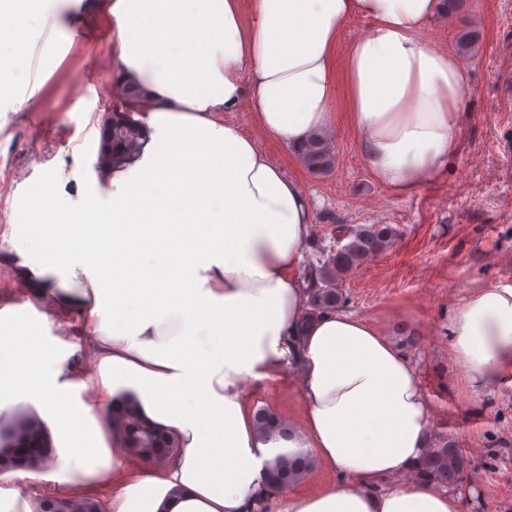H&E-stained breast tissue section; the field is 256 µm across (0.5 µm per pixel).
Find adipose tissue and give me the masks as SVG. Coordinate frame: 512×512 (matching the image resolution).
I'll return each mask as SVG.
<instances>
[{
  "label": "adipose tissue",
  "mask_w": 512,
  "mask_h": 512,
  "mask_svg": "<svg viewBox=\"0 0 512 512\" xmlns=\"http://www.w3.org/2000/svg\"><path fill=\"white\" fill-rule=\"evenodd\" d=\"M53 31L41 75L23 83L12 112L33 99L62 60L59 32L97 22L108 56L145 103L133 118L144 145L113 166L107 190L83 194L77 214L159 224L165 212L213 224L184 248L172 288H153L131 321L128 297L103 253L66 239L32 242L43 271L64 268L84 288L71 301L73 334L49 336L44 314L20 315L0 297V387L36 399L47 437L78 476L0 474L20 512H35L37 482L52 496L101 500L104 512H461L458 494L421 472L433 407L411 357L368 320L336 307L305 324L299 276L310 236L307 196L224 115L245 102L261 132L302 151L343 108L369 172L406 195L446 170L461 148L465 70L423 37L453 0H38ZM369 23L344 56L346 22ZM184 322L172 339L170 313ZM209 330V349L194 345ZM449 355L470 390L512 374V287L471 288L449 323ZM80 359L72 370L71 352ZM299 383L302 414L288 448L304 449L333 481L310 493L270 489L251 387L284 373ZM94 390V403L83 394ZM132 392L142 420L179 443L163 464H136L110 410Z\"/></svg>",
  "instance_id": "ef3b65f1"
}]
</instances>
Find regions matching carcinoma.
<instances>
[{"label":"carcinoma","mask_w":512,"mask_h":512,"mask_svg":"<svg viewBox=\"0 0 512 512\" xmlns=\"http://www.w3.org/2000/svg\"><path fill=\"white\" fill-rule=\"evenodd\" d=\"M114 137L120 142L122 156L126 158L135 155L142 147L138 123L132 120L117 127ZM301 158L306 169L315 175L332 171L335 164V156L328 141L318 135L308 141ZM341 233L344 244L337 252L308 265L304 272L310 315L343 305L346 298L336 288L337 281L349 271L384 253L394 243L398 230L391 224H360L354 228H343ZM117 400L119 404L112 407V420L117 423L127 447L133 450V456L140 460L163 463L174 453L177 443L163 431L140 419L136 402L129 393L120 394ZM255 419L263 442L288 438V424L269 408H258ZM29 434L44 436L42 425L31 418H18L10 429H0V447L4 448L8 441ZM470 465L466 450L459 447L455 439L440 435L432 441L424 470L435 484L453 491L463 482ZM311 466L309 454L303 451L290 454L285 448H273L265 463L264 476L270 485L284 488L299 481Z\"/></svg>","instance_id":"1"}]
</instances>
